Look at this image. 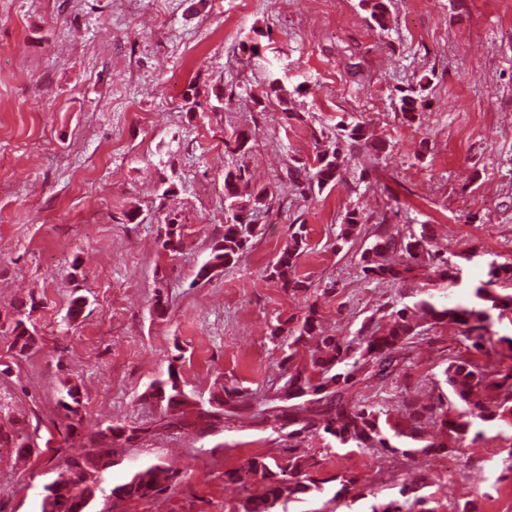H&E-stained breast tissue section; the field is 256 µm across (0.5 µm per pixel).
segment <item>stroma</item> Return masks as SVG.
Instances as JSON below:
<instances>
[{"mask_svg": "<svg viewBox=\"0 0 512 512\" xmlns=\"http://www.w3.org/2000/svg\"><path fill=\"white\" fill-rule=\"evenodd\" d=\"M251 37L259 55L240 49ZM272 72L287 105L264 99ZM419 80L426 103L409 120L398 91ZM354 120L369 143L345 146L335 183L300 193L316 142ZM235 130L254 132L249 153H225ZM236 164L268 190L256 234L234 264L194 284L224 223V170ZM351 211L354 239L336 245ZM169 215L182 225L173 254L160 239ZM294 224L310 244L297 267L305 295L266 276ZM422 224L443 254L463 256L469 284L487 261L512 258V12L501 0H391L384 31L359 0H0V322L37 299L39 336L19 358L0 337L11 365L0 423L38 445L20 460L0 447V512H40L57 448L83 444L95 422L149 420L142 394L168 368L196 394L233 383L269 397L281 382L278 320L312 303L327 331L351 334L393 301L412 303L432 267L390 286L367 282L357 263L380 233ZM160 288L172 298L162 317L152 308ZM75 289L87 305L71 324ZM428 335L406 358L425 400L464 352L451 327ZM64 379L84 394L73 433L56 405ZM505 445L487 429L456 457V494L483 512H512V482L483 498ZM278 448L247 416L205 437L159 431L122 446L108 480L159 460L183 482L116 512H229L240 490L225 470ZM319 462L320 476L348 472L384 494L419 473L438 483L430 456L339 449Z\"/></svg>", "mask_w": 512, "mask_h": 512, "instance_id": "35a3bbf8", "label": "stroma"}]
</instances>
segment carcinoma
Returning a JSON list of instances; mask_svg holds the SVG:
<instances>
[{"instance_id": "carcinoma-1", "label": "carcinoma", "mask_w": 512, "mask_h": 512, "mask_svg": "<svg viewBox=\"0 0 512 512\" xmlns=\"http://www.w3.org/2000/svg\"><path fill=\"white\" fill-rule=\"evenodd\" d=\"M377 28L386 30L388 0H360ZM424 85L400 90L399 110L412 116L422 107ZM364 140V126L340 125L335 140L316 151L311 164L303 165L308 187L324 188L336 181L343 171L345 140ZM254 133L238 132L224 141L225 150L244 155L252 149ZM251 180L247 168L236 165L224 171V233L211 248L208 259L196 269L195 280L210 281L224 266L235 262L254 237V223L246 215L265 206L267 189L256 188L243 196L240 187ZM360 223L350 213L340 225L336 241L347 244ZM162 248L176 251L181 240L182 225L166 220ZM433 231L420 225L419 234L395 236L380 234L373 245L360 255L364 278L376 284L405 283L413 278L416 266L426 263L435 267L438 280L446 283L448 293L436 296L423 289L417 291L412 304L393 302L390 312L381 318L370 316L352 336L326 335L318 311L308 306L303 318H288L276 325L271 335L280 339L284 352L282 378L288 384V403L276 406L258 400L233 384L222 385L209 393V399L224 402V412L196 409L184 398L176 371L154 380L144 395H155L162 401V428L180 434L207 435L224 428L225 416L242 411L252 413L258 423L270 427L288 449L276 454L247 459L240 468L224 471V481L239 485L241 498L232 512H289V503L324 490L335 483L333 499L341 504L352 498L375 496L369 484L347 472L317 477L319 461L309 448H299L294 441L304 435L321 437L324 448H359L376 454H401L414 457L432 452L452 454L463 448L470 434L479 427L497 426L512 432V291L503 293L495 285L512 280V262L493 260L487 264L486 279L473 288L462 285V269L457 262L439 251H430ZM308 243L304 225L291 234L288 247L269 266L267 277L292 294H307L306 282L296 274L299 258ZM35 299L14 308L10 320L0 324L8 334L10 349L23 355L36 343L30 326ZM448 325L459 331L457 340L468 350L484 353L494 350L511 364L481 365L465 356L448 360L442 370L447 393L439 394L428 404L417 401L407 389L402 390L398 416L378 402L351 401L345 390L358 383L374 382L380 386L403 375L404 352L425 340L419 330L421 322ZM314 341L316 352L309 360L299 361L300 346ZM82 395L79 384L61 381L57 404L68 420L82 423L83 401L72 400V393ZM430 424L440 427L445 439L426 437ZM147 437L137 426L106 424L95 427L87 444L62 457L57 478L65 486L50 498L41 499V512H108L101 494L85 488L74 494L67 485L75 483L85 472L94 471L104 477L119 465L114 447L135 444ZM0 444L15 449L18 456H28L37 444L31 435L0 429ZM180 482L179 473L161 461L140 466L130 472L126 481L109 487L112 497L120 502L156 499ZM426 478L405 480L392 498L372 505L371 512H436L430 506L433 494H424Z\"/></svg>"}]
</instances>
